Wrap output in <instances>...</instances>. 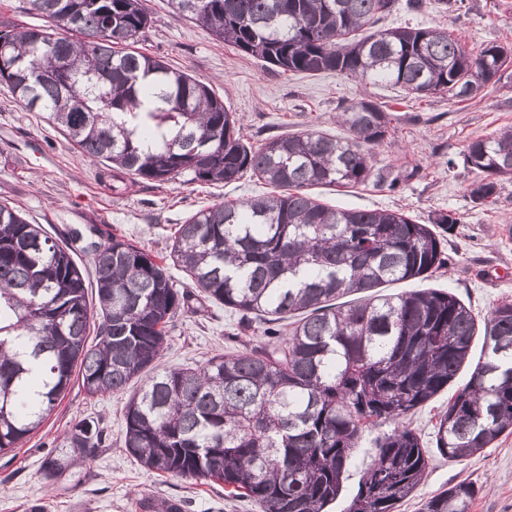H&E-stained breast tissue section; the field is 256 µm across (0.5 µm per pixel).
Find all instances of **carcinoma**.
Segmentation results:
<instances>
[{
	"mask_svg": "<svg viewBox=\"0 0 512 512\" xmlns=\"http://www.w3.org/2000/svg\"><path fill=\"white\" fill-rule=\"evenodd\" d=\"M27 4L55 27L0 26V83L48 113L113 182L186 173L191 182L227 185L249 175L276 192L214 204L178 227L169 260L193 291L176 288L168 266L122 237L85 245L75 229L61 239L0 203V452L40 428L76 366L91 396L146 377L127 403L124 438L144 468L222 481L260 512H328L363 432L388 423L349 512H396L431 459L405 419L451 387L434 426L439 454L464 460L512 431V303L484 318L473 364L478 324L455 294L377 292L444 268L443 233L458 218L440 213L419 224L396 211L333 208L307 192L396 188L397 179L372 165V150L390 133L381 106L361 99L343 107L342 138L307 131L254 147L209 84L134 48L150 22L144 0ZM173 4L216 39L276 68L388 81L418 96L473 99L512 60V46L469 48L439 27L359 35L396 0ZM464 163L478 175L473 200L495 201L500 182L512 179V129L472 141ZM78 251L93 255L95 307ZM350 294L360 299L336 303ZM201 300L240 314L242 330L263 325L265 342L201 368L153 373L168 324ZM469 363L468 381L454 387ZM63 447L66 455L42 463L48 481L106 447L105 429L83 418ZM479 492L457 483L420 512H470Z\"/></svg>",
	"mask_w": 512,
	"mask_h": 512,
	"instance_id": "obj_1",
	"label": "carcinoma"
}]
</instances>
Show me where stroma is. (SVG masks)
Here are the masks:
<instances>
[{
  "instance_id": "stroma-1",
  "label": "stroma",
  "mask_w": 512,
  "mask_h": 512,
  "mask_svg": "<svg viewBox=\"0 0 512 512\" xmlns=\"http://www.w3.org/2000/svg\"><path fill=\"white\" fill-rule=\"evenodd\" d=\"M148 6L152 22L136 44L138 51L212 85L253 144L306 130L341 137L345 130L336 114L345 105L366 98L383 107L391 135L374 150L372 162L398 178L397 188L316 186L311 193L328 205L399 211L421 224L442 212L458 217L447 237L449 267L425 279L391 284L387 293L449 290L479 321L496 305L512 303V180L502 181L496 202L474 201L470 186L477 175L463 162L471 141L512 127V81L488 85L475 99L455 102L435 94L417 97L386 82L365 85L334 72L283 73L215 40L174 11L169 0H149ZM401 26L445 27L469 46L510 43L512 0H464L455 11L427 0L422 11L401 5L376 24L380 30ZM102 171L69 144L46 113L29 110L0 83V203L21 210L31 223L60 230L95 224L105 234L137 242L159 260L168 255L178 225L199 209L268 190L247 177L224 186L191 183L182 175L115 191L101 182ZM238 320V313L208 302L197 313L176 317L157 371L201 367L213 357L259 345L260 331L239 332ZM140 386L134 380L123 391L93 397L79 379H71L41 427L21 447L0 453V512H29L36 502L46 504L48 512H140L137 503L144 497L155 504L178 502L181 512H260L252 501L229 496L223 484L159 474L126 452L125 407ZM447 403V393H440L409 419L432 451L433 427ZM83 417L100 421L109 446L95 458L75 462L58 480L46 481L42 461ZM380 434L377 428L364 432L348 469L346 492L329 512H347ZM462 481L480 489L471 512H512V433L463 462L433 451L421 485L398 512H419L428 497Z\"/></svg>"
}]
</instances>
